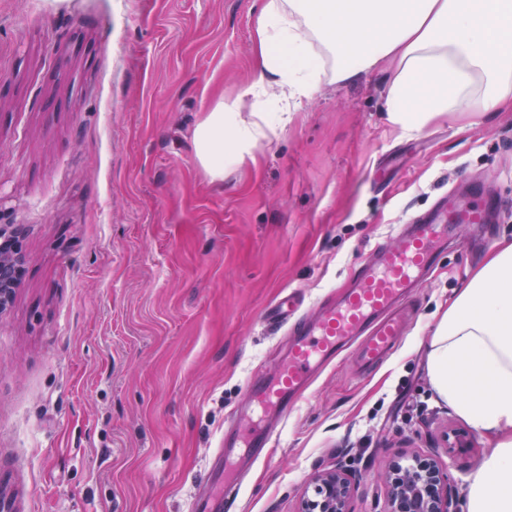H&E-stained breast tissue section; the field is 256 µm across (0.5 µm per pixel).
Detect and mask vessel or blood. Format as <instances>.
Returning <instances> with one entry per match:
<instances>
[{
    "mask_svg": "<svg viewBox=\"0 0 512 512\" xmlns=\"http://www.w3.org/2000/svg\"><path fill=\"white\" fill-rule=\"evenodd\" d=\"M487 214L484 207L461 206L423 223L402 225L396 245L375 246L337 301L304 316L298 315L299 304L290 295L270 306L266 322L287 328L292 341L262 379L248 384L253 415L233 423L239 447L273 448L289 407L341 352H352L360 376L382 365L415 320L411 293L441 249L459 229L483 223Z\"/></svg>",
    "mask_w": 512,
    "mask_h": 512,
    "instance_id": "obj_1",
    "label": "vessel or blood"
}]
</instances>
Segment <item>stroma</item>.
Wrapping results in <instances>:
<instances>
[{
  "mask_svg": "<svg viewBox=\"0 0 512 512\" xmlns=\"http://www.w3.org/2000/svg\"><path fill=\"white\" fill-rule=\"evenodd\" d=\"M259 0H0V225L27 263L0 312V484L17 512H192L224 484V423L285 336L263 312L348 287L376 244L448 192L496 206L461 229L418 320L366 377L343 354L244 478L236 512H298L318 468L385 512L380 475L437 459L463 501L493 442L436 402V311L512 239V112L408 134L388 78L322 79L254 159L211 180L193 132L251 82Z\"/></svg>",
  "mask_w": 512,
  "mask_h": 512,
  "instance_id": "35a3bbf8",
  "label": "stroma"
}]
</instances>
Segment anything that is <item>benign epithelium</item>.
Segmentation results:
<instances>
[{"label": "benign epithelium", "mask_w": 512, "mask_h": 512, "mask_svg": "<svg viewBox=\"0 0 512 512\" xmlns=\"http://www.w3.org/2000/svg\"><path fill=\"white\" fill-rule=\"evenodd\" d=\"M24 256L13 248L0 246V311L11 302ZM389 487V512H456L454 479L449 469L418 456L393 461L383 476ZM352 484L336 468L313 474L301 490L299 512H350Z\"/></svg>", "instance_id": "7a95c632"}]
</instances>
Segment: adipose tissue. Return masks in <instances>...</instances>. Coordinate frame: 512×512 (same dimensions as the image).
Segmentation results:
<instances>
[{"instance_id": "ef3b65f1", "label": "adipose tissue", "mask_w": 512, "mask_h": 512, "mask_svg": "<svg viewBox=\"0 0 512 512\" xmlns=\"http://www.w3.org/2000/svg\"><path fill=\"white\" fill-rule=\"evenodd\" d=\"M389 77L386 110L404 132L443 114L512 112V0H262L252 104L218 100L193 141L212 180L283 130L323 76ZM438 401L497 438L468 478L466 512H512V243L455 293L426 345Z\"/></svg>"}]
</instances>
